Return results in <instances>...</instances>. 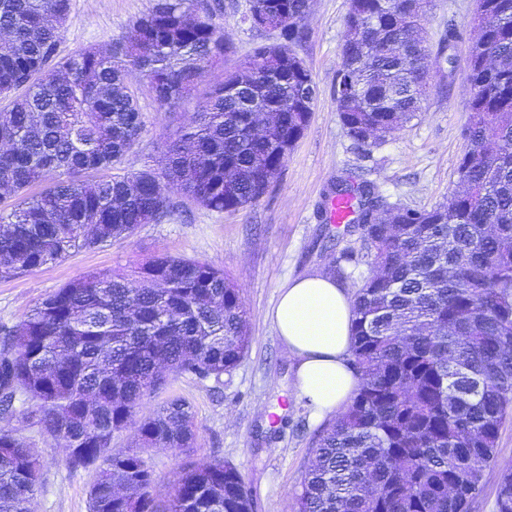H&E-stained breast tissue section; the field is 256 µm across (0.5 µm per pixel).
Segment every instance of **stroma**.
Segmentation results:
<instances>
[{
	"mask_svg": "<svg viewBox=\"0 0 512 512\" xmlns=\"http://www.w3.org/2000/svg\"><path fill=\"white\" fill-rule=\"evenodd\" d=\"M212 21L228 48L219 68L235 69L277 35L252 26L251 0H219ZM153 0H71L61 55L127 41L136 19ZM349 0H310L305 35L294 53L318 89L311 121L268 191L236 212L203 208L179 192L170 195L169 214L131 236L71 254L34 272L0 279V331L12 330L40 299L88 271L124 270L167 254L194 258L224 270L236 284L247 312L250 343L230 372L200 381L181 376L146 396L140 415L174 397L188 401L196 422L191 455L168 448L151 453L153 494L166 497L178 467L221 458L241 473L253 498V512H291L323 426L306 398L292 388L295 361L272 324L281 288L309 275L332 278L355 293L369 269L357 233L328 218L337 180L367 181L388 202L431 208L459 188L457 165L466 149L469 87L464 80L469 51L478 37L475 0H430L424 38L431 52L445 51L429 80L422 110L398 133L361 148L348 136L336 112V73L346 30ZM456 37H449V29ZM127 83L139 98L144 130L126 155L122 173L161 169L167 146L193 120L205 86L176 109L158 104L146 80L129 71ZM8 428L22 437L40 462V485L30 512H89L95 468H69L63 442L33 420L16 416ZM512 467V422L500 430L494 469L470 512H496L499 471Z\"/></svg>",
	"mask_w": 512,
	"mask_h": 512,
	"instance_id": "obj_1",
	"label": "stroma"
}]
</instances>
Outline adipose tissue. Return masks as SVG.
Segmentation results:
<instances>
[{
	"instance_id": "adipose-tissue-1",
	"label": "adipose tissue",
	"mask_w": 512,
	"mask_h": 512,
	"mask_svg": "<svg viewBox=\"0 0 512 512\" xmlns=\"http://www.w3.org/2000/svg\"><path fill=\"white\" fill-rule=\"evenodd\" d=\"M352 319L348 295L330 278H300L279 293L272 321L296 361V392L318 412L340 409L358 385L348 363Z\"/></svg>"
}]
</instances>
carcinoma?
I'll return each instance as SVG.
<instances>
[{"instance_id": "1", "label": "carcinoma", "mask_w": 512, "mask_h": 512, "mask_svg": "<svg viewBox=\"0 0 512 512\" xmlns=\"http://www.w3.org/2000/svg\"><path fill=\"white\" fill-rule=\"evenodd\" d=\"M308 0H252L278 42L213 78L197 120L167 149L165 175H103L136 145L144 120L132 69L161 105L190 100L227 51L199 0H155L125 45L61 57L70 0H0V277L56 264L132 235L169 213L170 191L235 212L263 195L307 128L317 88L292 51ZM419 0H350L336 108L368 147L421 110L432 57ZM465 81L469 142L464 190L430 209L398 207L364 223L380 195L340 182L357 201L369 272L354 298L351 354L359 385L315 436L294 512H468L512 415V0H477ZM257 98L255 112L246 102ZM36 183L43 189L28 195ZM249 346L246 310L224 271L161 254L133 273L92 271L41 299L0 341V417L15 402L55 439L68 466L98 469L90 512H253L228 461L185 462L164 499L146 456H190L191 405L174 398L137 417L166 374L204 381L231 371ZM134 431L136 447H112ZM25 441L0 427V512H28L40 474ZM496 512H512V469L499 473Z\"/></svg>"}]
</instances>
